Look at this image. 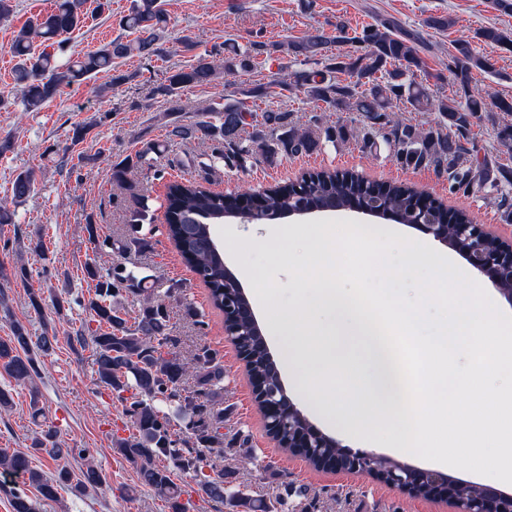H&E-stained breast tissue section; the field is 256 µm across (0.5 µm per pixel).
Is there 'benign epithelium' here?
Instances as JSON below:
<instances>
[{"instance_id":"benign-epithelium-1","label":"benign epithelium","mask_w":512,"mask_h":512,"mask_svg":"<svg viewBox=\"0 0 512 512\" xmlns=\"http://www.w3.org/2000/svg\"><path fill=\"white\" fill-rule=\"evenodd\" d=\"M412 227L460 255L474 271L487 279L500 296L512 304V241L507 242L493 234L485 224H436L428 217L412 224ZM231 319L253 326L254 335L257 336L254 347L263 352L267 350L252 307L235 309ZM262 413L268 430L286 421H304L305 426L297 433L295 443V447L302 449L304 457L319 455L320 448L328 439V435L286 397L280 383L268 389ZM379 458L380 455L373 452H352L338 441L336 452L322 461L320 469L368 473ZM377 482L402 490L414 498L419 497L418 487L425 485L430 490L428 501L445 502L449 512H512L511 492L482 483L481 496L465 500L456 495V489L465 482L437 470L418 469L395 462L383 471Z\"/></svg>"}]
</instances>
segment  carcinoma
Returning <instances> with one entry per match:
<instances>
[{"instance_id":"carcinoma-1","label":"carcinoma","mask_w":512,"mask_h":512,"mask_svg":"<svg viewBox=\"0 0 512 512\" xmlns=\"http://www.w3.org/2000/svg\"><path fill=\"white\" fill-rule=\"evenodd\" d=\"M82 0H55L54 9L21 30L12 41L9 52L16 60L15 82L20 87L21 104L26 112H34L60 95L62 88L80 84L99 72L112 73V86L133 81L137 73L119 69V61L137 56L150 60L160 57L162 34L168 17L158 0H133L128 14L119 26L135 34L120 37L72 60L61 63L49 51L57 37L82 26L85 13ZM484 44L504 52H512V35L496 27H485L475 33ZM414 34L395 21L381 26L371 25L362 31V50L334 53L331 46L350 41L346 25L338 23L335 35L320 31L282 42L251 41L243 48L227 46L224 55L210 53L196 56L190 65L171 72L167 83L156 93L167 104L173 119L168 124L165 143L146 141L134 155L110 164L112 183L135 198L138 187L128 178L134 170L150 168L166 149V144L187 141L202 132L213 142L210 166L244 167L253 156L260 155L274 163L282 158L310 153L319 148L321 140H346L353 130L338 126L320 138L317 130L303 127L291 119V113L269 108L256 118L247 100L279 96L285 92L302 93L315 103L356 113L364 148L378 149L375 133L384 132V141L393 147L395 160L414 168L430 164L448 170L450 190L480 195L487 187H512V169L492 168L480 158L478 150L468 147L470 127L474 119L493 105L497 111L512 113V98L485 96L470 85L471 73H491L494 64L487 55L474 50L468 40L455 42V52L448 60V75H436L440 81L450 80L455 92L448 98L434 96L428 87L413 80L414 72L423 69V60L412 46ZM279 61L283 77L269 84L240 87L231 98L214 102L202 110L204 119L184 123L181 92L206 86L220 77H235L253 69L258 59ZM406 101L416 112H435L433 124L413 125L395 119L394 103ZM32 172H19L12 182V203L18 204L34 191ZM373 186L353 176H342L323 170L301 179L275 186L268 198L270 210L296 205L302 192L307 203L319 208L327 203L347 205L353 198L367 194ZM414 191L404 183H388L381 195L384 209L393 212L398 223H412L418 217L414 210ZM164 222L167 233L183 260L209 290L212 305L224 311L228 303L248 302L246 295H237L224 287L225 267L221 254L214 252L210 225L224 223L236 208L233 197L212 191L201 182L187 180L166 185ZM439 224H470L473 219L462 210L439 205L434 213ZM88 238L101 241V246L117 252L139 248L143 239L132 236L99 239L93 221L84 225ZM87 279L94 283L86 312L95 327L72 337L80 346L91 345L98 384L115 398L125 400L133 392L135 400L126 408L132 433L126 437L112 435L116 452L136 467L139 484L151 490L167 504L168 512H188L187 494L171 478L178 470L193 475L197 491L217 506H230L238 512H279L278 499H257L235 485L234 472H206V455L214 448L224 447V409L219 407L224 392V371L213 354L201 348L190 358L174 351L176 340L169 334L166 305L147 287L149 276L120 264L108 269L94 261L85 263ZM139 302L133 323L123 317L121 298ZM57 336L47 331L37 337L29 335L20 323L13 326L12 336L0 339V367L18 383H27L40 375L44 359L54 351ZM249 371L271 384L280 380L273 361L263 353L249 356ZM196 378V389L188 392L184 381ZM303 428L300 420L294 428L283 425L275 429L272 439L278 447L292 451L296 430ZM32 450L52 460L78 457L83 460L78 474L66 468L49 476L32 466L31 454L0 449V470L24 485L32 486L38 496L32 498L15 487L0 483V492L10 497L11 512H39L38 502L55 500L59 489H71L83 495L90 490H105L106 477L98 467L86 460L84 448H68L47 430L35 439Z\"/></svg>"}]
</instances>
